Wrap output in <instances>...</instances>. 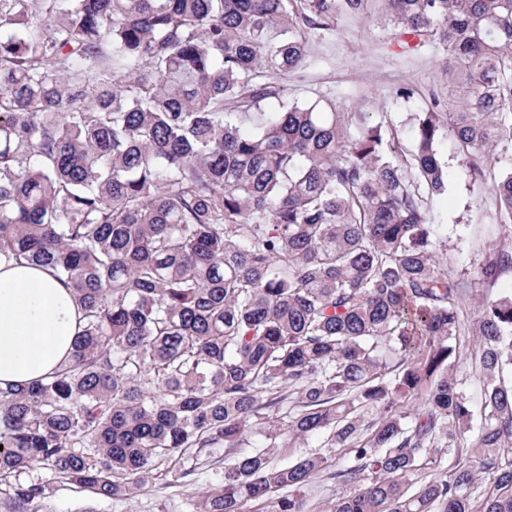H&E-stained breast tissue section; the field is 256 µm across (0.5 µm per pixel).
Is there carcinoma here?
Masks as SVG:
<instances>
[{"label":"carcinoma","mask_w":512,"mask_h":512,"mask_svg":"<svg viewBox=\"0 0 512 512\" xmlns=\"http://www.w3.org/2000/svg\"><path fill=\"white\" fill-rule=\"evenodd\" d=\"M380 2L398 43L446 52L448 110L403 163L364 112L264 110L310 33L372 0H0V260L82 312L68 359L0 387L10 512L203 467L195 512H512V291L478 295L512 272V159L467 279L428 208L444 136L474 180L512 152V0ZM455 373L459 379H462L464 388L468 397L471 400H477L480 396V379L479 374L475 371V366L472 365L471 361H464L457 369Z\"/></svg>","instance_id":"carcinoma-1"}]
</instances>
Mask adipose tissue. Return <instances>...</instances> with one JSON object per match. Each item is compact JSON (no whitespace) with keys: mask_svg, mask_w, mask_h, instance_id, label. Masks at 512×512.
<instances>
[{"mask_svg":"<svg viewBox=\"0 0 512 512\" xmlns=\"http://www.w3.org/2000/svg\"><path fill=\"white\" fill-rule=\"evenodd\" d=\"M80 312L46 268L0 263V386L42 379L68 356Z\"/></svg>","mask_w":512,"mask_h":512,"instance_id":"1","label":"adipose tissue"}]
</instances>
